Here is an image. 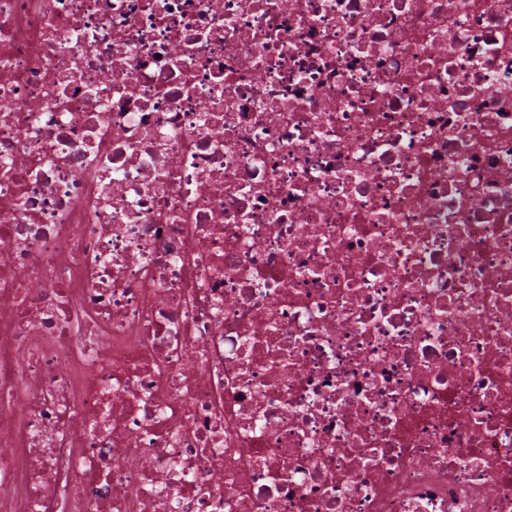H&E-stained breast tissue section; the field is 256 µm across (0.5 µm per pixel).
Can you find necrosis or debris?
Here are the masks:
<instances>
[{
	"label": "necrosis or debris",
	"instance_id": "1",
	"mask_svg": "<svg viewBox=\"0 0 512 512\" xmlns=\"http://www.w3.org/2000/svg\"><path fill=\"white\" fill-rule=\"evenodd\" d=\"M0 512H512V0H0Z\"/></svg>",
	"mask_w": 512,
	"mask_h": 512
}]
</instances>
